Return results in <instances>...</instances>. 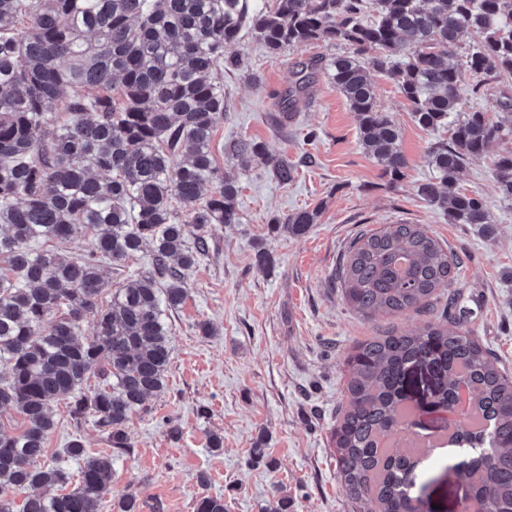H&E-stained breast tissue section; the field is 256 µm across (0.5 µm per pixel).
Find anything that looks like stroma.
Returning a JSON list of instances; mask_svg holds the SVG:
<instances>
[{
  "label": "stroma",
  "mask_w": 512,
  "mask_h": 512,
  "mask_svg": "<svg viewBox=\"0 0 512 512\" xmlns=\"http://www.w3.org/2000/svg\"><path fill=\"white\" fill-rule=\"evenodd\" d=\"M225 53L241 56L245 67L224 73L225 108L211 152L239 187L240 220L212 228L207 251L186 273L185 303L164 311L173 346L166 388L128 422L123 451L111 448L93 417L73 419L58 403L46 451L72 476L78 465L62 455L72 438L111 452L112 493L103 512H114L125 494L136 497L139 512H194L207 494L223 496L227 512H269L283 497L288 512H352L329 441L345 394V358L369 337L419 328L436 315L361 316L345 303L337 268L363 231L425 225L460 260L457 316L512 374V201L502 197L488 156L462 170L459 186L484 200L492 234L449 223L429 206L418 193L434 176L427 151L448 132L419 126L394 82L377 72L376 103L390 113L407 161L403 176L391 180L361 147L356 118L325 68L336 47L310 42L274 52L244 32ZM312 60L318 67L309 95L277 129L280 95L298 64ZM474 83L465 78L460 111L501 122L495 100L512 94V77L476 94ZM311 129L318 137L309 144ZM240 137L295 163L294 180L277 183L260 161L244 164L226 153ZM313 207L319 221L305 235L275 230L274 219ZM262 251L271 265L259 266ZM202 322L212 335L199 332ZM214 433L224 439L218 453L209 448ZM257 443L264 458L253 456Z\"/></svg>",
  "instance_id": "1"
}]
</instances>
